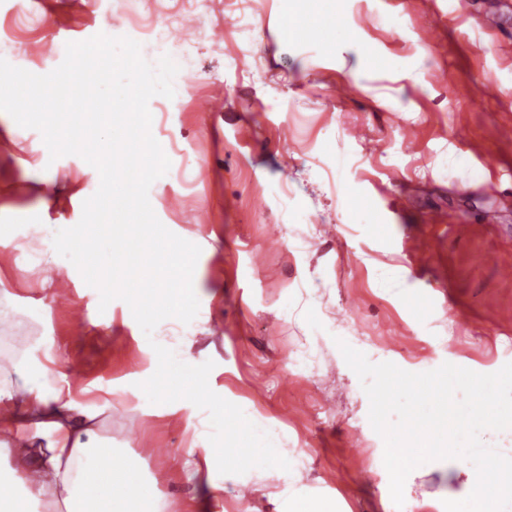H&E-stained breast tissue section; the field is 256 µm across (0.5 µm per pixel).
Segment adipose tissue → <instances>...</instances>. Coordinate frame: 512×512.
Here are the masks:
<instances>
[{
    "mask_svg": "<svg viewBox=\"0 0 512 512\" xmlns=\"http://www.w3.org/2000/svg\"><path fill=\"white\" fill-rule=\"evenodd\" d=\"M18 296L0 274V512H160L155 488L133 462L116 457L102 434L103 410L76 398L66 373L52 389L42 378L57 365L54 347L43 360L22 358L14 328Z\"/></svg>",
    "mask_w": 512,
    "mask_h": 512,
    "instance_id": "adipose-tissue-1",
    "label": "adipose tissue"
}]
</instances>
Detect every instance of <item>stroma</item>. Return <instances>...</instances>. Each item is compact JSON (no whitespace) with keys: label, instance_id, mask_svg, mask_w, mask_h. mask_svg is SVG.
I'll return each mask as SVG.
<instances>
[{"label":"stroma","instance_id":"obj_1","mask_svg":"<svg viewBox=\"0 0 512 512\" xmlns=\"http://www.w3.org/2000/svg\"><path fill=\"white\" fill-rule=\"evenodd\" d=\"M497 0H322L301 32H285L283 0H259L244 22H224V0L182 13L169 40L158 27L149 63H178L174 98L153 97L151 132L171 165L150 197H175L155 214L199 245L198 323L139 330L126 302L99 311L97 289L52 301L43 322L20 307L18 349L55 342L77 390L108 403L106 436L135 458L165 512H397L373 430L369 399L338 346L374 363L420 373L443 363L481 374L512 362V181L498 191L472 168L512 166V37L483 31ZM223 25L222 45L202 29ZM137 38L113 0H0V58L34 74L63 61L61 38ZM41 46L39 58L27 54ZM223 91L224 108L196 98ZM76 155L51 159L40 133L17 128L0 148V237L15 225L78 223L98 189ZM497 209L494 224L480 212ZM188 364L213 361L210 388L242 408L271 440L287 441L290 470L224 477L213 498L204 474L189 477L193 435L209 414L186 400L150 403L139 382L154 373V344ZM466 460L419 466L404 494L456 499Z\"/></svg>","mask_w":512,"mask_h":512}]
</instances>
